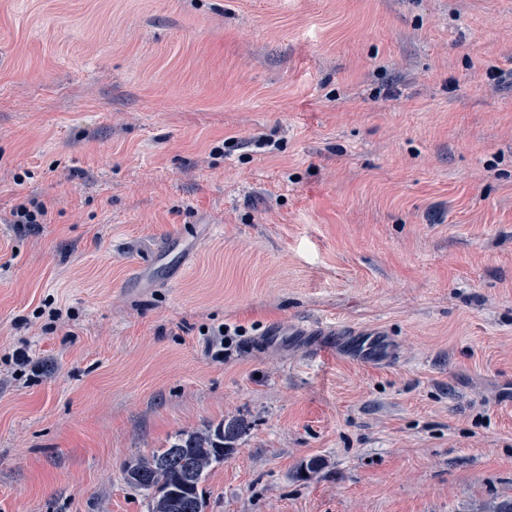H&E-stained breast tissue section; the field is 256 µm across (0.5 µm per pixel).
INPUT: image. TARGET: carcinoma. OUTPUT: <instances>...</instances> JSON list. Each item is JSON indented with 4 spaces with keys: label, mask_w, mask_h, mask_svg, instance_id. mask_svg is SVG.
<instances>
[{
    "label": "carcinoma",
    "mask_w": 512,
    "mask_h": 512,
    "mask_svg": "<svg viewBox=\"0 0 512 512\" xmlns=\"http://www.w3.org/2000/svg\"><path fill=\"white\" fill-rule=\"evenodd\" d=\"M242 423L182 431L165 448L138 455L124 467L126 484L149 497V512H205L201 484L236 448Z\"/></svg>",
    "instance_id": "cac0c4a2"
}]
</instances>
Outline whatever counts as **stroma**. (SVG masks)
Instances as JSON below:
<instances>
[{
	"label": "stroma",
	"mask_w": 512,
	"mask_h": 512,
	"mask_svg": "<svg viewBox=\"0 0 512 512\" xmlns=\"http://www.w3.org/2000/svg\"><path fill=\"white\" fill-rule=\"evenodd\" d=\"M234 419L205 512L512 500V0H0V512ZM51 207L42 199L32 197L17 204L10 211L9 224H18L29 231L38 229L39 224H49Z\"/></svg>",
	"instance_id": "obj_1"
}]
</instances>
